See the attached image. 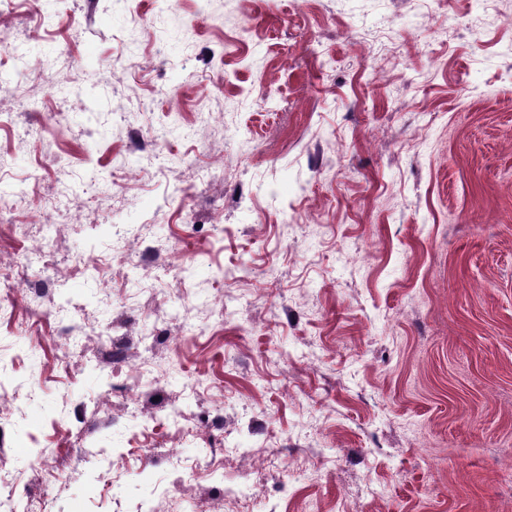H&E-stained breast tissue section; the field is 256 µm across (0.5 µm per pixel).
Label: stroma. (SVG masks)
<instances>
[{"label":"stroma","mask_w":512,"mask_h":512,"mask_svg":"<svg viewBox=\"0 0 512 512\" xmlns=\"http://www.w3.org/2000/svg\"><path fill=\"white\" fill-rule=\"evenodd\" d=\"M137 2L128 31L106 0H51L63 22L22 51L0 0V70L56 54L69 90L60 130L52 98L0 100V186L30 197L0 240L24 236L68 309L0 288V505L201 512L256 480L250 512H512V0ZM124 56L141 76L95 84L89 59ZM200 106L212 128L137 172L129 135ZM212 162L222 185L196 177ZM146 221L193 251L150 264L129 236L78 271ZM238 444L275 467L253 476Z\"/></svg>","instance_id":"1"}]
</instances>
